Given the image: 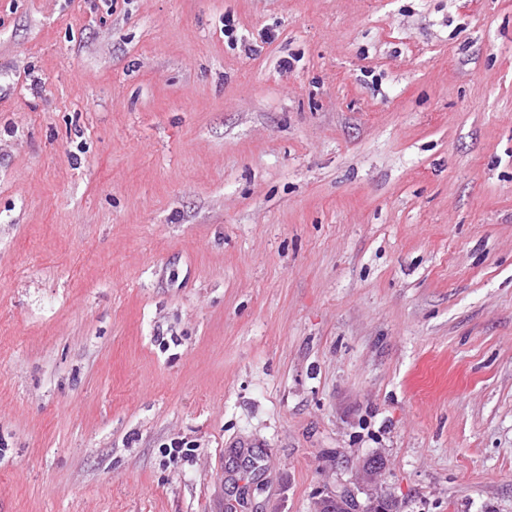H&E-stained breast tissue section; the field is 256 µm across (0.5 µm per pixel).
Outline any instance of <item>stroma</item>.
I'll return each mask as SVG.
<instances>
[{
  "label": "stroma",
  "mask_w": 512,
  "mask_h": 512,
  "mask_svg": "<svg viewBox=\"0 0 512 512\" xmlns=\"http://www.w3.org/2000/svg\"><path fill=\"white\" fill-rule=\"evenodd\" d=\"M377 454L512 512V0H0V512H314Z\"/></svg>",
  "instance_id": "1"
}]
</instances>
